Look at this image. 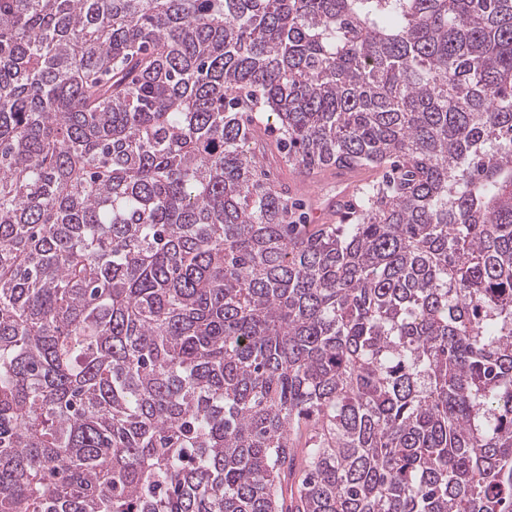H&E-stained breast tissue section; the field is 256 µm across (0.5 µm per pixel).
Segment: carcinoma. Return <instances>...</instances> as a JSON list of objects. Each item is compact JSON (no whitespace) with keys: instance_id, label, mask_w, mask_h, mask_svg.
<instances>
[{"instance_id":"cac0c4a2","label":"carcinoma","mask_w":512,"mask_h":512,"mask_svg":"<svg viewBox=\"0 0 512 512\" xmlns=\"http://www.w3.org/2000/svg\"><path fill=\"white\" fill-rule=\"evenodd\" d=\"M0 512H512V0H0ZM270 162L267 166L279 175V179L283 182H288L293 194V198L302 207V211L305 215V223L313 224L310 222L313 210L316 208V197H319L321 201L329 196L336 195V187L340 183L347 184L346 177L357 180L363 179H375L381 175V170H363L361 175H348L336 172L335 169H329L322 171L313 177L303 178L300 177L296 172L289 168L283 167L278 161V157H269Z\"/></svg>"}]
</instances>
